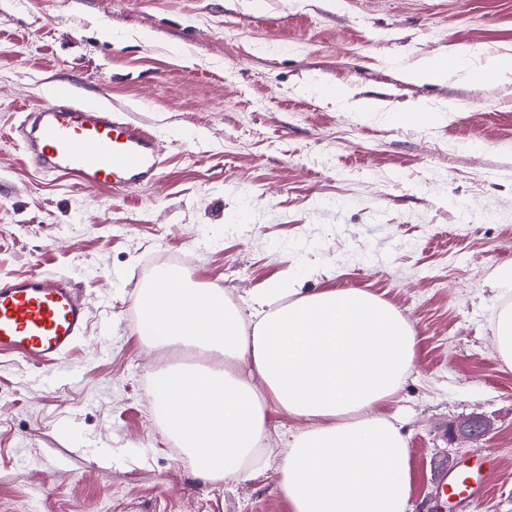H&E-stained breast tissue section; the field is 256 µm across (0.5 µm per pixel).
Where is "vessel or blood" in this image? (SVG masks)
<instances>
[{
    "label": "vessel or blood",
    "mask_w": 512,
    "mask_h": 512,
    "mask_svg": "<svg viewBox=\"0 0 512 512\" xmlns=\"http://www.w3.org/2000/svg\"><path fill=\"white\" fill-rule=\"evenodd\" d=\"M15 132L44 173L67 175L88 189L124 194L152 184L161 166L150 129L98 98L50 96ZM86 325L85 302L69 278L42 272L0 278V351L52 359Z\"/></svg>",
    "instance_id": "vessel-or-blood-1"
}]
</instances>
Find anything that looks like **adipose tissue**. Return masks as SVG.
Instances as JSON below:
<instances>
[{
  "label": "adipose tissue",
  "instance_id": "adipose-tissue-1",
  "mask_svg": "<svg viewBox=\"0 0 512 512\" xmlns=\"http://www.w3.org/2000/svg\"><path fill=\"white\" fill-rule=\"evenodd\" d=\"M281 288L255 294L263 315L245 328L222 287L165 281L136 301L135 333L153 348L194 347L218 366L168 365L151 378L153 413L204 480L249 475L272 410L309 420L280 470L291 512H407L410 448L402 422L381 413L410 374L418 338L405 318L357 288L282 306Z\"/></svg>",
  "mask_w": 512,
  "mask_h": 512
}]
</instances>
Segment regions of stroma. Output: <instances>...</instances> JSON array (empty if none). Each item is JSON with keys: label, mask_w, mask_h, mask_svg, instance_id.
I'll return each instance as SVG.
<instances>
[{"label": "stroma", "mask_w": 512, "mask_h": 512, "mask_svg": "<svg viewBox=\"0 0 512 512\" xmlns=\"http://www.w3.org/2000/svg\"><path fill=\"white\" fill-rule=\"evenodd\" d=\"M467 47L512 54V0H0V277L64 275L90 315L59 361L0 355V512H290L280 469L305 419L272 413L248 477L202 480L153 414L166 354L135 335V300L161 250L240 307L279 282L394 306L418 336L384 408L409 432L411 512L490 457V490L446 512H512V368L492 339L512 301L494 280L512 266V79L407 74ZM68 84L152 129L154 185L81 190L10 139ZM422 103L440 117H387ZM475 415L491 431L457 436Z\"/></svg>", "instance_id": "1"}]
</instances>
